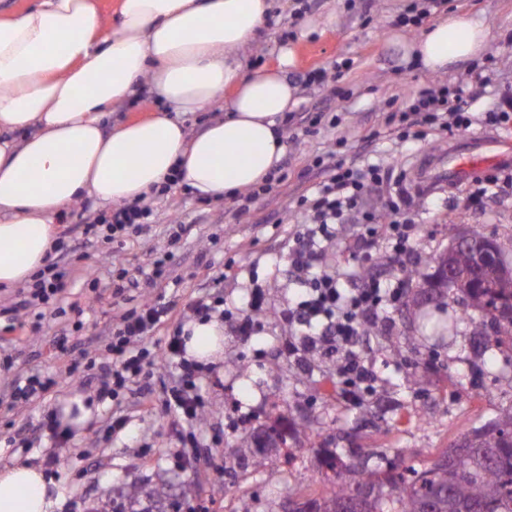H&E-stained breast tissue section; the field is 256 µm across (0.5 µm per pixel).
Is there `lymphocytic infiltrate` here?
<instances>
[{"instance_id":"obj_1","label":"lymphocytic infiltrate","mask_w":512,"mask_h":512,"mask_svg":"<svg viewBox=\"0 0 512 512\" xmlns=\"http://www.w3.org/2000/svg\"><path fill=\"white\" fill-rule=\"evenodd\" d=\"M390 119L422 140L465 130L476 122L500 128L512 124V96H503L496 110L475 114L468 110L463 87L442 83L402 100L392 109ZM382 184L375 167L361 171L337 164L327 169L312 191L301 196L302 219L288 247V270L303 292L285 314L297 332L294 340L285 344L284 351L291 355L301 348L335 356L336 385L355 403L372 395L376 382L373 367L359 352L366 341V326L380 319L385 309L399 306L408 288L404 273L383 277L364 271L372 259L370 249L376 238H392L393 249L400 256L411 248V220L408 202L402 194L388 197L380 210L367 207L369 197ZM153 219V211L141 202L126 203L111 213L98 214L85 224L83 234L92 240L122 244L152 224ZM352 221L361 224L362 231L349 245L347 260L329 269L322 268L323 240L332 237L337 225ZM54 250L57 260L33 278L30 305L58 300L67 288L68 240L58 238ZM166 314L165 308L144 302L122 315L108 345L112 353V387L117 390L146 379L158 359L179 360L180 384L164 392L162 402L194 419L205 404L198 392L195 368L183 359L182 329L169 334L160 357L136 347L137 341L156 330Z\"/></svg>"}]
</instances>
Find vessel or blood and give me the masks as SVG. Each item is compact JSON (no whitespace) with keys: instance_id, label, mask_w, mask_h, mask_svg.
<instances>
[{"instance_id":"1","label":"vessel or blood","mask_w":512,"mask_h":512,"mask_svg":"<svg viewBox=\"0 0 512 512\" xmlns=\"http://www.w3.org/2000/svg\"><path fill=\"white\" fill-rule=\"evenodd\" d=\"M512 163V141L472 142L470 150L451 145L434 153H427L413 170V178L423 187L443 183L462 184L501 165Z\"/></svg>"}]
</instances>
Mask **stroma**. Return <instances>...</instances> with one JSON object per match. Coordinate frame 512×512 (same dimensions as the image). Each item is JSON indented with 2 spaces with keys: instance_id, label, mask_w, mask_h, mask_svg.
Returning a JSON list of instances; mask_svg holds the SVG:
<instances>
[{
  "instance_id": "1",
  "label": "stroma",
  "mask_w": 512,
  "mask_h": 512,
  "mask_svg": "<svg viewBox=\"0 0 512 512\" xmlns=\"http://www.w3.org/2000/svg\"><path fill=\"white\" fill-rule=\"evenodd\" d=\"M403 5L404 0H315L313 9L296 14L291 0H277L272 24L243 52L252 70L278 67L282 48L293 52L287 74L298 86L296 118L284 125L285 179L274 182L270 193L243 210L233 200H205L180 185L151 195L146 204L156 221L140 236L120 246L76 240L64 315L48 311L38 318L21 309L27 285L0 288V368L10 369L0 377V466L21 458L45 468L61 493L55 512H94L131 484L154 491V498L140 503L145 512L156 501L175 498L180 512H286L289 504L328 489V453L358 448L383 470L430 465L464 434L512 407V368L499 364L498 349H483L474 338L463 303L440 295L426 300L419 293L420 279L432 277L436 257L447 252L452 227L480 232L512 263V187L476 207L466 200L468 186L422 192L403 182L411 199L413 249L399 257L388 239H378L372 267L383 273L401 267L418 277L403 303L373 327L366 356L378 378L367 401L354 405L327 394L336 377L335 358L320 352L288 358L280 352L292 334L282 312L299 294L286 262L292 226L300 218L297 200L320 181L324 167L334 160L360 165L380 159L401 173L423 152L440 149L439 139L399 141L396 126L388 124L389 102L408 93L461 82L473 97L471 111L487 112L500 94L512 92V0H445L443 11L482 16L492 33L479 59L440 74L411 60L409 45L422 31L398 25ZM339 61L351 64L341 79L303 85L305 73L333 71ZM342 93L349 100L341 111ZM333 107L335 124L305 134L303 111ZM177 220L190 231L173 246L164 279L152 282L144 271L153 250L166 243L165 225ZM123 269L138 279V287L95 300L90 279L108 283ZM248 282L266 295L261 329L247 340L225 332L217 358L197 363L203 420L184 421L162 406V391L178 383L174 367L165 362L119 401L102 395L111 381L105 371L112 362L107 338L126 310L142 300L169 306L165 322L140 343L153 354L177 325L195 322L192 304L198 297L236 303ZM75 361L84 366L87 383L69 377ZM33 372L56 376L58 383L32 403L14 402L13 381ZM77 394L93 401L92 417L80 425L60 420L65 436L50 437L42 427L44 415L62 411ZM117 407L127 418L118 433L111 429ZM416 408L428 409L432 424L409 419ZM272 432L286 438V449L258 448V440ZM52 454L61 456V467L47 465ZM256 455L265 459L259 475L246 466ZM185 480L194 485L186 497Z\"/></svg>"
}]
</instances>
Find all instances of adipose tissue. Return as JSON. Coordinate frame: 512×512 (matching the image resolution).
<instances>
[{
  "label": "adipose tissue",
  "mask_w": 512,
  "mask_h": 512,
  "mask_svg": "<svg viewBox=\"0 0 512 512\" xmlns=\"http://www.w3.org/2000/svg\"><path fill=\"white\" fill-rule=\"evenodd\" d=\"M271 0H118L103 35L94 0H39L0 17V288L29 280L53 251L54 224L84 197L119 205L159 190L171 174L201 196L255 187L280 165L281 120L297 89L278 68L245 72ZM490 30L452 11L410 46L429 72L483 51ZM147 79L164 108L107 129V106L134 98ZM232 98H225V91ZM228 99L223 120L194 136L186 117ZM208 319L189 327L188 357L221 349ZM43 469L0 468V512H53Z\"/></svg>",
  "instance_id": "obj_1"
}]
</instances>
